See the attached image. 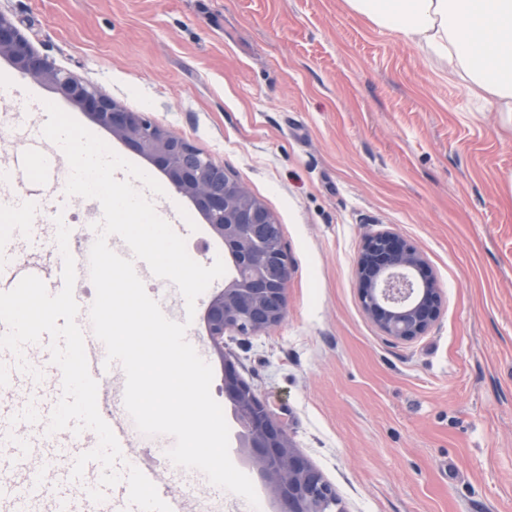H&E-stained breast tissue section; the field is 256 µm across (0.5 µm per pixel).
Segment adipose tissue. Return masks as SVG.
<instances>
[{"label": "adipose tissue", "mask_w": 512, "mask_h": 512, "mask_svg": "<svg viewBox=\"0 0 512 512\" xmlns=\"http://www.w3.org/2000/svg\"><path fill=\"white\" fill-rule=\"evenodd\" d=\"M374 28L418 45L470 95L512 119V0H344Z\"/></svg>", "instance_id": "ef3b65f1"}]
</instances>
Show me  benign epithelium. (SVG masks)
I'll list each match as a JSON object with an SVG mask.
<instances>
[{"label":"benign epithelium","mask_w":512,"mask_h":512,"mask_svg":"<svg viewBox=\"0 0 512 512\" xmlns=\"http://www.w3.org/2000/svg\"><path fill=\"white\" fill-rule=\"evenodd\" d=\"M0 56L7 57L15 68L35 80L49 84L59 97L80 106L113 137L139 148L151 162H163L174 189L199 206L209 227L224 243L236 245L244 271L274 283L271 293L276 295L278 309L267 316L263 314L259 295L242 279L224 284V289L211 299L204 320L216 351L224 352V332L228 330L239 332L244 327L247 333L256 334L283 320L289 261L285 257L284 266L271 268L268 246L249 238L246 225L261 222L264 213L242 183L231 179L225 193L210 195L190 168L191 156L197 150L188 142L172 136L144 114L121 108L94 87L36 54L26 37L1 14ZM356 271L362 284L363 308L386 335L411 340L423 335L437 319L439 288L428 274L426 258L395 234L383 232L368 237ZM224 393L240 417L242 445L269 490L280 500L282 512H322L324 501L333 498L334 492L309 460L294 448L285 426L228 363L224 365Z\"/></svg>","instance_id":"1"}]
</instances>
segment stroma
<instances>
[{
  "label": "stroma",
  "mask_w": 512,
  "mask_h": 512,
  "mask_svg": "<svg viewBox=\"0 0 512 512\" xmlns=\"http://www.w3.org/2000/svg\"><path fill=\"white\" fill-rule=\"evenodd\" d=\"M33 49L132 112L145 113L241 182L278 219L290 258L286 315L224 336L211 394L230 360L344 512H512V131L418 46L369 26L343 0H0ZM0 120L41 133L45 102L113 150L144 158L24 78ZM49 193L13 259L53 250ZM153 205L211 265L224 245L172 187ZM390 231L427 259L440 315L411 341L387 336L360 301L356 263ZM147 294L205 336L171 282Z\"/></svg>",
  "instance_id": "stroma-1"
}]
</instances>
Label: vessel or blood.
Wrapping results in <instances>:
<instances>
[{
  "label": "vessel or blood",
  "mask_w": 512,
  "mask_h": 512,
  "mask_svg": "<svg viewBox=\"0 0 512 512\" xmlns=\"http://www.w3.org/2000/svg\"><path fill=\"white\" fill-rule=\"evenodd\" d=\"M48 154L47 142L37 137L26 141L19 151L12 153L7 161L8 168L15 174L16 179L10 184L11 190L33 193L34 190L49 185L52 182L50 168L46 164ZM63 262L55 257L35 263H17L0 255V289L8 291L13 289L22 277L28 274L39 277L44 283L53 285L54 289H62ZM76 321L84 334L85 352L91 376L98 383L97 405L102 418L108 422L113 430L122 453V460L118 462V471H125L127 466H135L141 470L157 487L162 500L170 505L172 512H194L193 498L175 494L172 485L177 481V473L162 475L155 467L147 463L141 456L139 449L142 443L147 442V435L142 434L136 427L131 416H114V409L123 407L124 391L112 387L108 379L112 372L104 366L106 349L104 344L94 335L88 308H80ZM26 374L16 367L14 354L0 350V391L9 392L10 388L20 382L26 381ZM50 408L41 401L33 400L27 405L26 416L36 428L35 442L49 447L54 454L76 459L81 453L95 448L98 444L96 434L91 430L73 433L66 429L54 434L47 433L46 427ZM49 463H41L32 467L27 485L20 490H11L6 500L12 512H26L28 500L39 490L44 481V474L49 471ZM104 506L106 512H137L135 507L128 503V487L126 483L106 489Z\"/></svg>",
  "instance_id": "obj_1"
}]
</instances>
